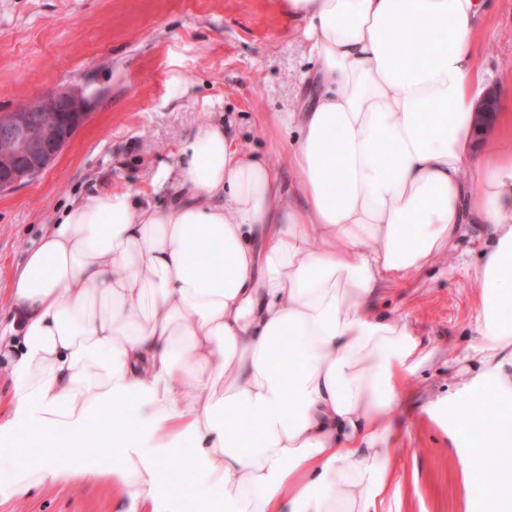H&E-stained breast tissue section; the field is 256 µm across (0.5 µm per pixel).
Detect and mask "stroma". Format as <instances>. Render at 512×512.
Instances as JSON below:
<instances>
[{
	"label": "stroma",
	"mask_w": 512,
	"mask_h": 512,
	"mask_svg": "<svg viewBox=\"0 0 512 512\" xmlns=\"http://www.w3.org/2000/svg\"><path fill=\"white\" fill-rule=\"evenodd\" d=\"M297 20L280 0H0V109L74 86L94 97L85 124L32 182L0 193V321L13 318L8 289L27 252L71 202L128 190L164 204L180 143L204 122H222L239 146L273 167L286 187L300 179L287 160L284 112L316 92L315 63ZM477 59L494 77L499 107L512 110V0H488L477 20ZM490 243L482 224L463 225L455 252L398 283L376 309L402 320L431 355L392 409L397 448L390 512H474L490 486L464 464L476 439L451 437L464 389L482 382L476 274ZM0 512H116L112 488L88 479L38 490Z\"/></svg>",
	"instance_id": "35a3bbf8"
}]
</instances>
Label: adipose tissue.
Returning <instances> with one entry per match:
<instances>
[{"instance_id":"adipose-tissue-1","label":"adipose tissue","mask_w":512,"mask_h":512,"mask_svg":"<svg viewBox=\"0 0 512 512\" xmlns=\"http://www.w3.org/2000/svg\"><path fill=\"white\" fill-rule=\"evenodd\" d=\"M281 6L321 84L280 119L296 131L301 204L207 122L178 172H155L178 185L170 204L112 190L68 207L9 290L19 329L0 333V500L94 476L118 512H383L386 416L428 355L373 298L453 252L465 224L492 230L477 394L512 401V114L495 116L498 150H474L485 0ZM174 458L193 499L158 478Z\"/></svg>"}]
</instances>
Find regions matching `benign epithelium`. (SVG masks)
Here are the masks:
<instances>
[{"mask_svg": "<svg viewBox=\"0 0 512 512\" xmlns=\"http://www.w3.org/2000/svg\"><path fill=\"white\" fill-rule=\"evenodd\" d=\"M93 97L71 87L39 97L24 106L0 110V192L25 184L48 169L86 122ZM497 110L495 92H488L476 112L484 121Z\"/></svg>", "mask_w": 512, "mask_h": 512, "instance_id": "7a95c632", "label": "benign epithelium"}]
</instances>
